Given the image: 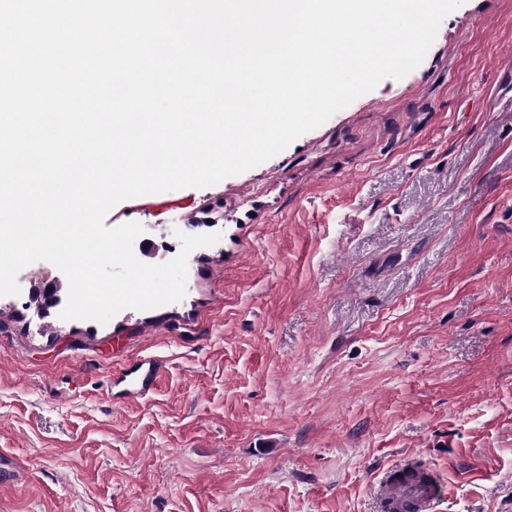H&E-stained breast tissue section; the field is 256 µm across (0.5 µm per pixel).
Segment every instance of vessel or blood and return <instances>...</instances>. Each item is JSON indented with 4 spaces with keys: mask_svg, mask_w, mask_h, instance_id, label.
<instances>
[{
    "mask_svg": "<svg viewBox=\"0 0 512 512\" xmlns=\"http://www.w3.org/2000/svg\"><path fill=\"white\" fill-rule=\"evenodd\" d=\"M160 364L139 359L128 368L133 395L149 392L155 385ZM444 488L432 471L423 466L403 464L387 470L374 488V512H433Z\"/></svg>",
    "mask_w": 512,
    "mask_h": 512,
    "instance_id": "b4317fda",
    "label": "vessel or blood"
}]
</instances>
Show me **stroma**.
<instances>
[{
	"label": "stroma",
	"mask_w": 512,
	"mask_h": 512,
	"mask_svg": "<svg viewBox=\"0 0 512 512\" xmlns=\"http://www.w3.org/2000/svg\"><path fill=\"white\" fill-rule=\"evenodd\" d=\"M512 0L204 188L125 200L186 295L108 323L0 296V512H371L416 458L436 512H512ZM162 364L128 392L129 361Z\"/></svg>",
	"instance_id": "stroma-1"
}]
</instances>
